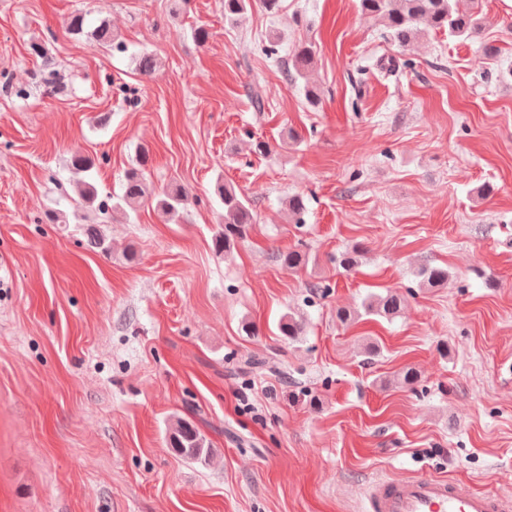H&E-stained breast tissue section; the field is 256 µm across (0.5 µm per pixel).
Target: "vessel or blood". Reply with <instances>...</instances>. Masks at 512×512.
I'll return each mask as SVG.
<instances>
[{
	"instance_id": "1",
	"label": "vessel or blood",
	"mask_w": 512,
	"mask_h": 512,
	"mask_svg": "<svg viewBox=\"0 0 512 512\" xmlns=\"http://www.w3.org/2000/svg\"><path fill=\"white\" fill-rule=\"evenodd\" d=\"M370 512H512V500L429 475L383 479L368 490Z\"/></svg>"
}]
</instances>
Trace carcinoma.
Listing matches in <instances>:
<instances>
[{"mask_svg":"<svg viewBox=\"0 0 512 512\" xmlns=\"http://www.w3.org/2000/svg\"><path fill=\"white\" fill-rule=\"evenodd\" d=\"M283 0H224V22L235 28L240 19L253 5H258L269 14H276ZM360 11L378 21L383 26V37L401 48L410 46L416 39L428 32H440L458 39H470L487 26L486 17L475 9L463 10L459 0H358ZM68 30L73 35L90 33L96 40L113 44L111 28L101 23L90 29L86 25L85 14L78 12L70 16ZM284 76L300 85L305 100L315 106L320 99V90L310 81V73L315 64L314 47L300 43L288 52L287 57L278 59ZM149 154H138L135 163L125 172L121 192L99 195L98 187L91 182V172L95 161L85 155L75 154L71 158L73 175L82 186V196L89 204H97L101 211H136L141 202L148 197L145 169ZM215 198L224 209L222 224L213 235V249L228 258L243 242L256 223V214L251 202L234 187L218 180L213 190ZM196 197L185 188L178 186L163 193L157 199V206L163 213L175 217ZM307 211L305 196L295 193L288 197V212L295 223L303 222ZM364 247L356 243L351 248L336 254V265L346 271L354 268ZM281 266L288 270L305 265L308 257L298 250H289L278 254ZM420 283L430 288L441 287L448 283V269L436 265H424L417 271ZM403 304L401 295L394 291L372 295L362 304V310L346 308L336 309V319L341 323L353 322L362 316H377L391 320L398 315ZM280 336L296 341L304 335L301 322L291 315H284L278 323ZM169 447L179 456L204 465L213 460L212 448L207 437L198 427L186 418L176 419L169 432Z\"/></svg>","mask_w":512,"mask_h":512,"instance_id":"cac0c4a2","label":"carcinoma"}]
</instances>
